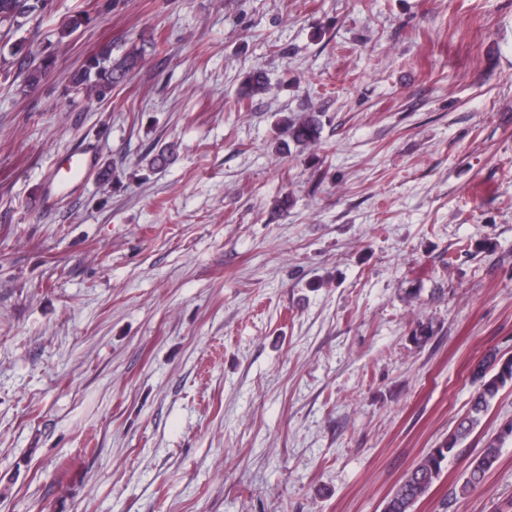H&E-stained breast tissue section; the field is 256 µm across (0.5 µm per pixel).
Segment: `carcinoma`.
Masks as SVG:
<instances>
[{
	"instance_id": "1",
	"label": "carcinoma",
	"mask_w": 512,
	"mask_h": 512,
	"mask_svg": "<svg viewBox=\"0 0 512 512\" xmlns=\"http://www.w3.org/2000/svg\"><path fill=\"white\" fill-rule=\"evenodd\" d=\"M46 0H0V27L17 31L44 9ZM115 47L107 43L88 56L75 70L67 82V91L84 94L89 99L101 103L110 100L106 91L123 84L142 60L143 48L132 44L123 49V53L112 57ZM54 60L46 56L41 63L26 71L22 87L39 84ZM269 82L261 70H254L246 77V97L264 91ZM323 124L317 112H302L295 118L286 119L279 129L280 147L288 152L291 148L304 150L321 146ZM174 160L173 146H165L153 153L150 168L160 170ZM473 382L478 384L467 414L460 420L455 430L448 436V443L424 455L397 482L382 502L381 512H413L414 505L428 494L434 482L439 478L443 464L455 454L461 445L481 424L492 401L501 388L512 384V356L503 359L491 353L472 372ZM505 439L498 435L485 443L484 448L471 459L465 471L459 493L467 495L477 490L487 475L497 466Z\"/></svg>"
}]
</instances>
